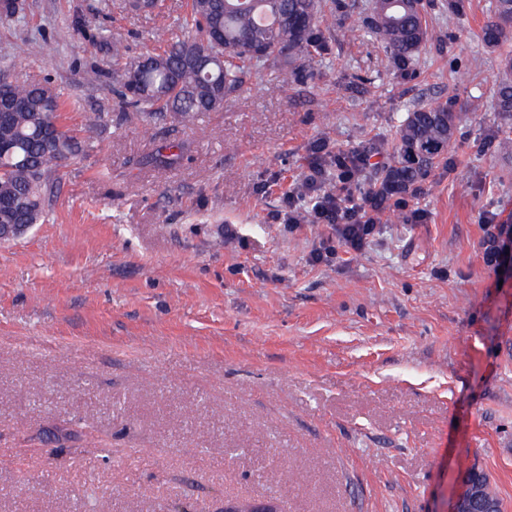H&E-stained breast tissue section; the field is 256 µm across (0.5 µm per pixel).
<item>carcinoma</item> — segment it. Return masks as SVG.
I'll return each mask as SVG.
<instances>
[{
  "mask_svg": "<svg viewBox=\"0 0 512 512\" xmlns=\"http://www.w3.org/2000/svg\"><path fill=\"white\" fill-rule=\"evenodd\" d=\"M320 0H190L187 24L193 35H154L167 48L128 58L112 42V76L123 111L152 118L162 112L184 123L224 106L247 80L268 71L286 86L302 77L326 48ZM496 21L485 32L491 45L512 40V0H496ZM371 26L397 64L404 66L425 47L426 15L412 0H373ZM497 109L512 120V81L495 92ZM0 98L16 104L0 109V225L43 224L45 181L73 153L74 140L57 123L61 94L55 87L0 82ZM456 115L446 106L416 109L397 131V148L382 186L393 194L421 182L441 151L431 145L452 137Z\"/></svg>",
  "mask_w": 512,
  "mask_h": 512,
  "instance_id": "cac0c4a2",
  "label": "carcinoma"
}]
</instances>
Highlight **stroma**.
<instances>
[{
	"label": "stroma",
	"instance_id": "35a3bbf8",
	"mask_svg": "<svg viewBox=\"0 0 512 512\" xmlns=\"http://www.w3.org/2000/svg\"><path fill=\"white\" fill-rule=\"evenodd\" d=\"M348 2L312 76L146 127L114 92L112 42L161 52L188 0L0 14V81L51 82L81 145L47 179L49 221L0 245V512H224L282 486L286 512H449L472 466L512 512V276L486 251L488 225H512L494 0H426L404 70L371 0ZM436 105L456 128L419 189L362 252L312 262L332 229L275 214L313 145L327 192L336 156L373 153L360 197L400 121Z\"/></svg>",
	"mask_w": 512,
	"mask_h": 512
}]
</instances>
